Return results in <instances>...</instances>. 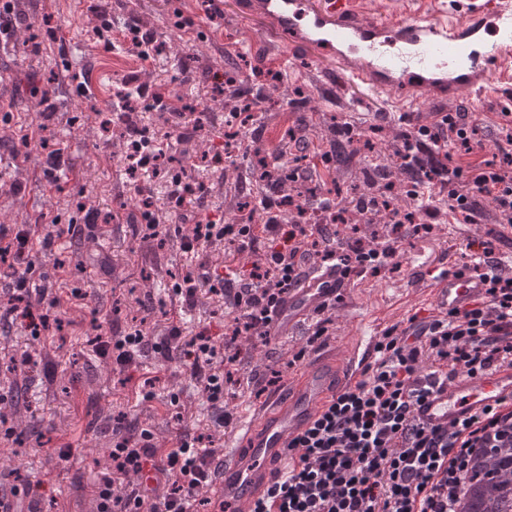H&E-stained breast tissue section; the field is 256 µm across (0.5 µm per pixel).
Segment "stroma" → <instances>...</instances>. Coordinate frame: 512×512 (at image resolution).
Returning <instances> with one entry per match:
<instances>
[{
  "label": "stroma",
  "mask_w": 512,
  "mask_h": 512,
  "mask_svg": "<svg viewBox=\"0 0 512 512\" xmlns=\"http://www.w3.org/2000/svg\"><path fill=\"white\" fill-rule=\"evenodd\" d=\"M93 0H15V9L34 25L19 29L0 49V88L16 89V107L10 125L0 126V137L25 129L36 131L40 105L53 116L50 125L58 134L63 156L71 160L72 172L52 184L43 175L46 153L33 149L29 161L0 176V224H27L38 215L57 219L60 225L82 223V205L107 213L123 208L126 223L85 230L82 237H62L52 250L34 238L32 259L46 299H60L51 314L61 321L58 331L42 338L41 353L33 371L26 374L27 408L15 416L16 429L29 430L26 441H0V487L17 480L42 482L41 512H91L88 490L107 466L115 418L127 416L138 426L151 429L157 447L171 448L180 434L212 435L222 442L224 434L214 427L211 410L199 388L185 378L179 356L164 359L148 352L136 362V379L124 382L110 361L97 356L87 344L102 327L137 326L163 339L170 325L185 323L196 332L208 328L214 343L224 339V318L206 291H199L195 307L171 299L179 274L193 270L202 278L221 270L222 250L197 248L183 251L175 232L163 240L143 239L134 230L141 221L137 197L129 188L120 142L106 140L96 120L109 111L113 95L125 75L133 70L131 57L123 50L103 51L94 39L89 11ZM196 0H112L113 18L138 16L144 31L164 47L156 65L145 76L151 84L165 85L180 96L189 111L204 112L208 120L191 142L177 144L173 155L187 177L205 182L210 193L202 218L235 223L237 205L255 189L250 159L241 158L235 169L223 172L205 165L202 153L224 149V126L231 115L212 90L224 71H244L246 61L265 59L280 71L282 81L274 97L287 98L290 87L305 91L303 114L307 135L314 148L306 160L309 176L322 174L320 155L335 140L328 124L332 117L357 122L369 134L378 112L389 113L385 125L388 145L361 151L354 157L353 172L391 164L392 142L402 127L398 118L416 114L430 124L436 113L468 109L481 123L487 152L500 141L498 114L512 81L474 98H441L398 95L370 89L367 85L340 80L336 60L316 57L294 47L286 32H272L258 12H243L237 0H224L219 24H200L186 31L175 25L176 11L194 13ZM21 193H10L12 182ZM482 217L476 224H452L447 213L437 217L430 239L406 238L401 243V268L363 273L350 280L346 300L327 312L331 339L343 342L357 332L355 316L379 317L381 326L407 320L412 314L429 315L433 307L420 298L422 279L434 270L440 258L461 262L473 242L488 243L503 266L512 267V226L500 223L490 198L480 200ZM110 258L114 271L104 274L103 258ZM314 324L302 326L288 340L269 344L242 341L247 369L268 380L272 371L283 369L294 352L306 346ZM153 379L154 397L143 400L142 381ZM68 459H60V450Z\"/></svg>",
  "instance_id": "obj_1"
}]
</instances>
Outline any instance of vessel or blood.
<instances>
[{
  "label": "vessel or blood",
  "instance_id": "obj_1",
  "mask_svg": "<svg viewBox=\"0 0 512 512\" xmlns=\"http://www.w3.org/2000/svg\"><path fill=\"white\" fill-rule=\"evenodd\" d=\"M273 29L290 31L297 45L339 59L348 82L395 92L407 88L442 97L479 96L512 73V0H476L464 13L434 12L397 24L357 14L350 0H257ZM492 36L484 44V36ZM427 287L438 311L461 308L486 294V282L460 267L439 268ZM347 279L332 264L309 267L277 310L272 333L287 338L346 293ZM375 336L361 330L345 346H316L304 368L257 402L224 434L213 512H252L274 472L294 454L292 439L307 429L337 393L354 385L374 356ZM512 402V367L462 373L415 410L420 422L447 429L485 408Z\"/></svg>",
  "mask_w": 512,
  "mask_h": 512
}]
</instances>
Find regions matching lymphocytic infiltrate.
Returning a JSON list of instances; mask_svg holds the SVG:
<instances>
[{"mask_svg": "<svg viewBox=\"0 0 512 512\" xmlns=\"http://www.w3.org/2000/svg\"><path fill=\"white\" fill-rule=\"evenodd\" d=\"M94 33L104 51L128 46L140 62L155 60L158 49L140 21L128 16L115 25L108 4L93 7ZM123 92L112 103L122 115L121 127H107L126 148L127 172L134 194L144 200L141 217L151 236L162 227L153 212L148 185L172 142L194 138L198 127L184 120L177 102L162 100L149 84L129 75ZM156 103L167 111L169 129L158 133L145 126L141 107ZM500 135L506 147L487 157L481 130L466 111L449 112L430 125L415 124L411 115L399 118L402 154L414 174H427L426 188H414L413 210H381L361 197L351 203L359 223L383 224V243H366L341 252L322 225L305 221L307 209L340 217L341 207L323 198L310 202L287 194V186L303 182L301 170H289L287 142L271 153L270 166L280 178H262L234 224L202 222L207 187L175 174L171 177L170 212L177 214L188 234L186 250L234 244L236 278L210 286L224 301V343L215 346L206 331L183 338L172 328L167 339L154 342L143 330L110 331L91 344L120 369H129L145 349H178L191 380L214 410L216 427L229 426L224 410L229 389L258 387L256 378L239 370L240 341L268 343L270 314L301 281L304 262L332 261L345 275L396 270L400 242L427 238L431 225L417 223L418 213H450L475 223L479 199L491 197L503 223L512 224V110L501 114ZM36 227L0 225V278L11 280L0 294V319L28 331L32 345L51 328L50 316L29 281L36 270L30 258ZM263 251H256V243ZM474 269L488 282L483 298L447 314L412 315L406 323L386 327L375 345V356L361 379L335 397L325 411L292 441L298 453L269 487L253 512H454L470 448L490 444L491 427L499 424L497 408L468 417L450 430L422 424L415 408L434 390L464 372L482 374L512 365V273L505 272L492 247L473 259ZM150 429L132 434L123 421L112 426L109 468L92 488L94 512H199L206 492L222 465L221 451L207 447L201 435L184 433L175 448L158 455ZM127 479L125 494H116V477Z\"/></svg>", "mask_w": 512, "mask_h": 512, "instance_id": "lymphocytic-infiltrate-1", "label": "lymphocytic infiltrate"}]
</instances>
